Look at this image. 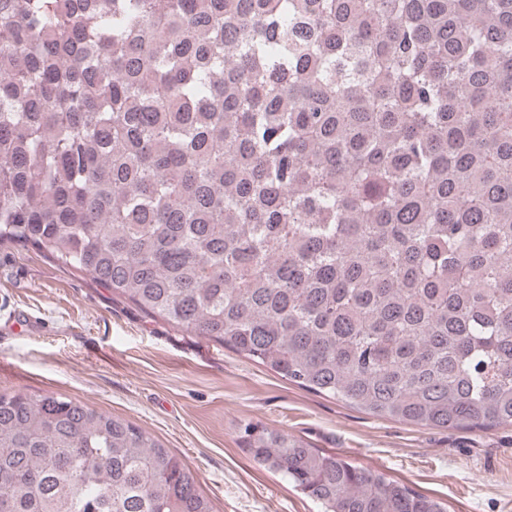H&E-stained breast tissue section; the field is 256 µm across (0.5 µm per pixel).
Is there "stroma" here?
Returning a JSON list of instances; mask_svg holds the SVG:
<instances>
[{"label": "stroma", "mask_w": 512, "mask_h": 512, "mask_svg": "<svg viewBox=\"0 0 512 512\" xmlns=\"http://www.w3.org/2000/svg\"><path fill=\"white\" fill-rule=\"evenodd\" d=\"M0 392H51L121 416L190 464L215 512H317L241 447L245 423L379 468L448 512H512V424L442 429L302 390L217 343L174 331L34 249L0 248Z\"/></svg>", "instance_id": "stroma-1"}]
</instances>
